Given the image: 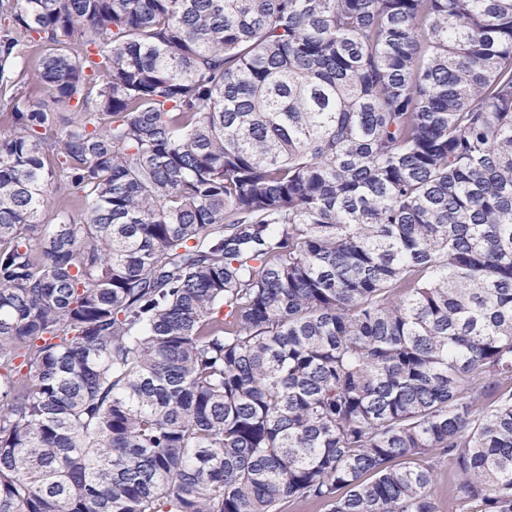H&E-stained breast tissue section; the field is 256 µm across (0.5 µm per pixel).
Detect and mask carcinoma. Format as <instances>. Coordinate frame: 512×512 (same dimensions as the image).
I'll use <instances>...</instances> for the list:
<instances>
[{
    "label": "carcinoma",
    "mask_w": 512,
    "mask_h": 512,
    "mask_svg": "<svg viewBox=\"0 0 512 512\" xmlns=\"http://www.w3.org/2000/svg\"><path fill=\"white\" fill-rule=\"evenodd\" d=\"M0 118V512H512V0H0ZM441 504L442 512H459L460 488L453 464L445 459L437 464L436 481L432 489Z\"/></svg>",
    "instance_id": "carcinoma-1"
}]
</instances>
